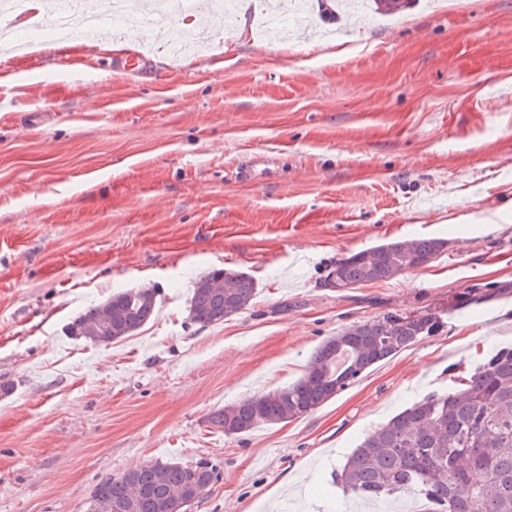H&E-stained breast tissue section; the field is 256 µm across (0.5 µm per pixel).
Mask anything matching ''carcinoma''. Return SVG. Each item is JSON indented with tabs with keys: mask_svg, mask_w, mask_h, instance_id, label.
<instances>
[{
	"mask_svg": "<svg viewBox=\"0 0 512 512\" xmlns=\"http://www.w3.org/2000/svg\"><path fill=\"white\" fill-rule=\"evenodd\" d=\"M374 12L389 16L410 0H372ZM446 249L437 238L397 240L336 260L341 287L388 282L436 259ZM512 288H472L474 303ZM256 294L247 274L214 268L193 288L189 312L203 326L249 307ZM158 310L157 291L128 289L93 304L68 326V335L109 346L147 325ZM444 328L432 310L386 313L329 337L303 374L286 387L214 411L211 428L238 435L258 425L287 423L313 412L353 384L374 364L437 335ZM336 481L360 498L405 492L422 495L431 512H512V348L488 355L458 387L415 402L369 434L348 456ZM219 479L214 466L198 461L148 462L101 479L86 512H176L187 497L203 495Z\"/></svg>",
	"mask_w": 512,
	"mask_h": 512,
	"instance_id": "carcinoma-1",
	"label": "carcinoma"
}]
</instances>
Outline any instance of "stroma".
Wrapping results in <instances>:
<instances>
[{"instance_id":"35a3bbf8","label":"stroma","mask_w":512,"mask_h":512,"mask_svg":"<svg viewBox=\"0 0 512 512\" xmlns=\"http://www.w3.org/2000/svg\"><path fill=\"white\" fill-rule=\"evenodd\" d=\"M170 30L24 24L0 52V512H84L102 478L205 459L191 512H367L332 473L405 407L512 345V0H415L347 19L286 0H224L223 21L169 0ZM206 33L172 57L171 33ZM132 52V53H133ZM447 239L431 263L339 291L337 259ZM215 268L256 284L202 326L191 288ZM158 291L156 317L95 346L67 334L88 305ZM445 326L296 420L227 436L208 415L282 388L323 341L388 312Z\"/></svg>"}]
</instances>
